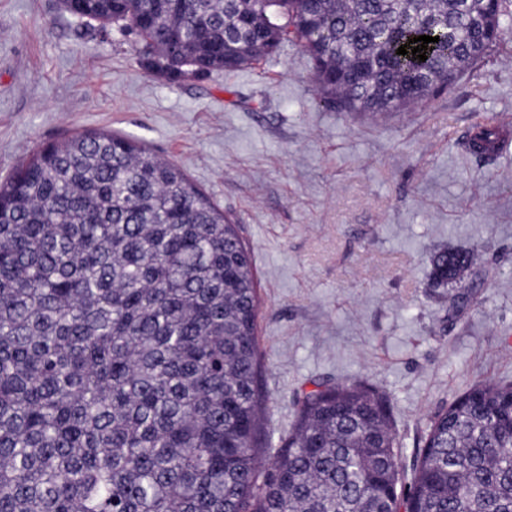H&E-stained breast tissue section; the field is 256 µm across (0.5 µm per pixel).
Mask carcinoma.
<instances>
[{"label": "carcinoma", "mask_w": 512, "mask_h": 512, "mask_svg": "<svg viewBox=\"0 0 512 512\" xmlns=\"http://www.w3.org/2000/svg\"><path fill=\"white\" fill-rule=\"evenodd\" d=\"M61 3L134 35L171 85L297 42L325 104L372 114L436 96L512 26L509 0ZM420 35L439 37L424 62ZM500 142L483 124L468 149ZM475 261L437 253V285ZM257 319L237 225L180 169L108 131L34 152L0 183V512H512V384L434 418L403 496L386 403L360 384L298 399L263 464Z\"/></svg>", "instance_id": "carcinoma-1"}]
</instances>
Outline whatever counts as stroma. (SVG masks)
Masks as SVG:
<instances>
[{"label": "stroma", "instance_id": "obj_1", "mask_svg": "<svg viewBox=\"0 0 512 512\" xmlns=\"http://www.w3.org/2000/svg\"><path fill=\"white\" fill-rule=\"evenodd\" d=\"M313 72L288 43L172 86L122 30L60 0H0V180L39 146L99 130L180 168L251 253L267 446L316 384L363 383L388 399L403 494L434 416L477 382L512 384V38L411 112L325 105ZM491 114L504 148L467 153ZM454 248L478 254L458 311L433 282V256Z\"/></svg>", "mask_w": 512, "mask_h": 512}]
</instances>
